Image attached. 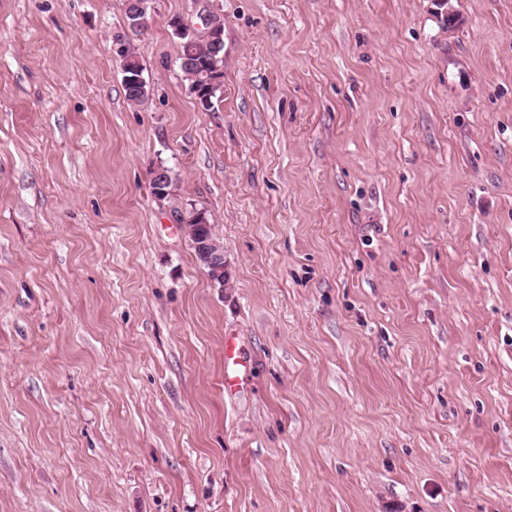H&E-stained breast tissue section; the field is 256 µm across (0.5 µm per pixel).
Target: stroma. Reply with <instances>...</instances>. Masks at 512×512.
<instances>
[{
  "label": "stroma",
  "instance_id": "stroma-1",
  "mask_svg": "<svg viewBox=\"0 0 512 512\" xmlns=\"http://www.w3.org/2000/svg\"><path fill=\"white\" fill-rule=\"evenodd\" d=\"M452 3L0 0V512H512V0ZM204 31L199 32L196 29H192L185 25L181 20H175L172 22V29L173 34L184 41L185 46L187 47V50L190 51L192 48V54L191 56L194 58L198 56L197 46L203 45L206 50L208 48H215L219 47L222 42H224V23L220 18H218L215 15L208 14L204 17ZM187 50L184 48H180V68L182 70V73H184L185 77L187 78V74L190 72L189 68H184L182 66V60L184 55L187 54ZM210 58V55L204 56V57H197L194 58L197 61H188L186 58V62L193 67L194 63L197 65H201L202 67H208L210 64L213 65L212 62H209L208 59ZM211 69H214L213 71H208V73H205V78L203 79L206 81L205 89L201 91L197 89L198 86H196L194 90V86L199 80H193L191 78H187L191 82V88L194 90V93L196 95L197 104L203 108L208 109L211 105V96L215 92L216 89H219L221 87V82L223 79V76H220L221 73H223L222 67L219 68V70L215 66H211ZM215 96H212V99ZM112 55L115 59L119 60L121 65L123 66L122 72H124L123 79L126 84L130 85L135 92L136 95L144 96L143 93L147 94L146 86L147 83L142 75L141 72H143V67L138 59V57H133V63L130 64V66L135 69L139 70L141 72L134 74L132 76H126V73H128V69H130L128 65L129 57L131 56L129 54L128 45L126 44V41L115 39L113 40L112 44ZM191 222V226H189ZM184 229L194 249L195 255L214 285L224 288V251L213 239L210 224L205 210H195L191 216L182 217ZM211 226V227H210ZM249 374L239 348L231 337L224 339V389L235 392L243 389Z\"/></svg>",
  "mask_w": 512,
  "mask_h": 512
}]
</instances>
